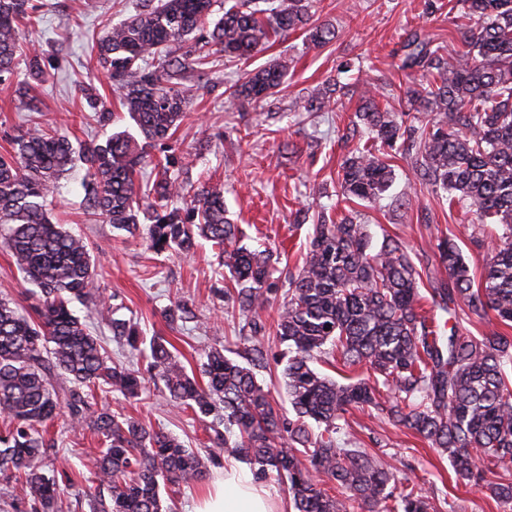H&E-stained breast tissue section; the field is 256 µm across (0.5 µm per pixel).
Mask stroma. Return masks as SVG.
<instances>
[{"label": "stroma", "instance_id": "35a3bbf8", "mask_svg": "<svg viewBox=\"0 0 512 512\" xmlns=\"http://www.w3.org/2000/svg\"><path fill=\"white\" fill-rule=\"evenodd\" d=\"M39 2L43 19L26 31L22 46L43 52L49 76L28 97L20 93L17 79L0 82V154L9 151L11 138L32 120L73 140L103 141L116 132L135 133L128 119L108 126L98 123L97 110L114 111L115 96L103 74L91 70L89 58L103 25L134 14L140 0ZM314 12L320 22L337 31L335 41L325 47L314 48L299 30L277 38L249 60L220 57L206 76L187 74L181 85L189 116L170 142L172 150L191 156L192 185L208 180L223 183L227 216L242 232L244 244L271 247L272 263L284 278L296 272L308 243V228L295 224V211L323 205L342 211L349 206L340 192L339 175L344 158L356 146L349 132L359 96L343 97L334 112H298L295 104L321 93L327 82H347L338 65L349 59L360 65L364 76L377 79L381 105L400 111V86L407 78L397 69V54L407 33L421 30L436 46L457 44L448 0H315ZM278 57L295 60L296 68L276 93L243 112L227 102V81ZM90 94L98 95L99 109L89 107ZM33 103L38 106L34 112L29 109ZM82 177L83 170L77 167L60 181L52 219L86 239L101 299L120 305V317H134L145 336L170 340L188 372H198L210 348L242 351L243 320L220 295L232 287V276L210 242L199 241L187 256L148 250L141 237L86 213ZM313 185L319 187V195H310ZM357 209L375 238L389 234L405 242L418 258L423 280L446 279L436 249L438 239L446 236L457 238L471 271L481 274L488 251L469 241L472 213L449 206L447 198L420 185L404 159H396L395 180L383 198L374 205L358 204ZM175 300L188 301L195 319L173 331L162 310ZM160 388L159 382L149 379L140 398L104 391L98 401L176 436L185 447L211 448L208 422L169 403ZM348 420L349 438L376 449L399 479L417 483L438 499L439 512H512L488 491L457 480L447 458L410 430L360 411L351 412ZM49 435L55 441L50 468L75 480L60 494L62 512H89L87 500L78 493L92 485L87 466L102 441L89 429L75 426L65 411L50 424Z\"/></svg>", "mask_w": 512, "mask_h": 512}]
</instances>
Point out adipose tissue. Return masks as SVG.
I'll list each match as a JSON object with an SVG mask.
<instances>
[{
  "label": "adipose tissue",
  "mask_w": 512,
  "mask_h": 512,
  "mask_svg": "<svg viewBox=\"0 0 512 512\" xmlns=\"http://www.w3.org/2000/svg\"><path fill=\"white\" fill-rule=\"evenodd\" d=\"M196 512H274L267 491L257 485L252 474L226 461L221 483L198 505Z\"/></svg>",
  "instance_id": "obj_1"
}]
</instances>
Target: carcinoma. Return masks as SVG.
<instances>
[{
  "instance_id": "cac0c4a2",
  "label": "carcinoma",
  "mask_w": 512,
  "mask_h": 512,
  "mask_svg": "<svg viewBox=\"0 0 512 512\" xmlns=\"http://www.w3.org/2000/svg\"><path fill=\"white\" fill-rule=\"evenodd\" d=\"M212 2L146 0L96 42L93 64L107 71L140 138L122 131L77 150L57 130L33 125L0 155V246L37 287L28 311L0 297V475L20 484L31 512H58V478L44 473L55 441L45 433L63 400L74 423L105 444L92 463L98 492L88 499L90 512H166L162 486L199 484L221 465L212 452L98 406L102 383L128 398L140 397L143 385L140 372L112 361L71 310L84 301L98 311L96 271L87 242L52 222L48 201L78 161L87 211L141 236L156 254L189 253L205 239L231 270L235 287L224 296L243 319L245 362L210 350L201 363L203 385L166 338H145L129 319L105 320L130 353L146 360L170 402L212 418L216 447L230 458L245 456L255 479L272 476L287 487L294 512H430L421 489L343 438L352 410L412 430L448 457L457 478L512 504V479L500 476L512 466V336L460 328L463 319L491 312L512 328V0H448L450 11L476 21L460 32L462 48L451 61L410 31L398 64L409 77L407 110H382L373 91H364L355 125L366 140L341 166L345 198L375 203L392 186L401 143L410 142L419 183L445 192L451 205L473 208L476 246H484L485 225H496L480 279L448 237L437 244L448 281L424 291L399 239L385 235L377 248L354 212L338 219L328 207L315 212L309 249L288 276L275 325L286 346L278 362L290 416L274 408L256 374L269 357L260 311L278 292L270 255L240 244L223 187L187 188L188 157L151 163L145 148L171 139L187 117L186 98L174 85L182 70L203 73L216 55L247 59L288 31L304 30L322 48L336 40V30L313 21L312 0H224V15L209 30ZM40 21L35 0H0V81L14 75L24 30ZM193 33L194 46L175 55L172 47ZM25 69L27 92L47 79L36 49ZM291 69L292 60L273 59L229 83L226 99L240 109L259 104ZM339 89L334 83L298 111H335ZM148 163L152 179L142 188L137 178ZM164 317L172 327L194 315L178 301ZM326 355L360 374L341 383L318 371L313 363Z\"/></svg>"
}]
</instances>
